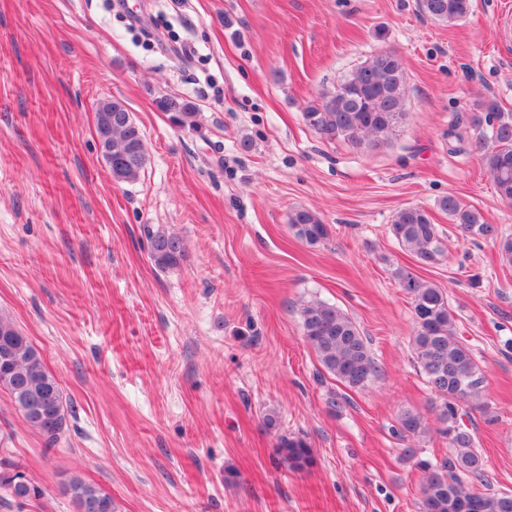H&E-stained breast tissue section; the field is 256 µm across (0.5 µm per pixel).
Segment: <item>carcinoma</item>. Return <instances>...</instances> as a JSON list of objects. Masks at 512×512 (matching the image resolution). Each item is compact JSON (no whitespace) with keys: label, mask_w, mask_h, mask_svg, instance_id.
I'll return each instance as SVG.
<instances>
[{"label":"carcinoma","mask_w":512,"mask_h":512,"mask_svg":"<svg viewBox=\"0 0 512 512\" xmlns=\"http://www.w3.org/2000/svg\"><path fill=\"white\" fill-rule=\"evenodd\" d=\"M418 10L430 20L454 25L471 11V0H418ZM339 84L351 89L344 94L325 90L304 109L308 126L328 140H340L353 149L370 153L391 142L405 117L406 68L402 57L384 50L364 62ZM166 108L181 127H195L191 105L170 101ZM119 100L98 104L95 124L102 151L112 153V178L131 183L140 178L146 163L144 135ZM479 133L484 148L483 163L498 198L512 204V112L502 111L494 99H480L467 117L448 126V140L461 142L468 130ZM437 208L448 215L468 239L490 242L498 249L500 261L512 265V236L462 198L448 194ZM296 238L310 246L329 238L328 225L307 209L293 211L288 219ZM389 233L400 248L416 261L434 267L446 259L443 230L432 213L420 205H406L393 215ZM150 260L166 270L185 258L182 238L158 230L150 234ZM393 278L411 301L415 325L412 340L416 362L431 391L439 399L437 420L440 433L448 438V459L433 467L423 466L421 512H512V493L468 487L485 481L483 460L476 450L473 433L464 416L482 405L485 375L472 349L457 335L455 315L446 292L438 285L399 266ZM305 341L316 353L320 365L345 386H366L378 375L369 341L353 319L333 304L319 299L305 302L300 310ZM0 389L5 390L25 423L52 446L68 429L69 416L60 384L48 369L40 351L13 322L0 315ZM402 436L415 438L425 432L421 415L412 410L398 417ZM278 461L289 470L305 471L315 465L313 450L306 439L282 436ZM67 493L77 512H115L112 494L104 487L74 477ZM44 497V490L12 460L0 459V501L27 505Z\"/></svg>","instance_id":"obj_1"}]
</instances>
